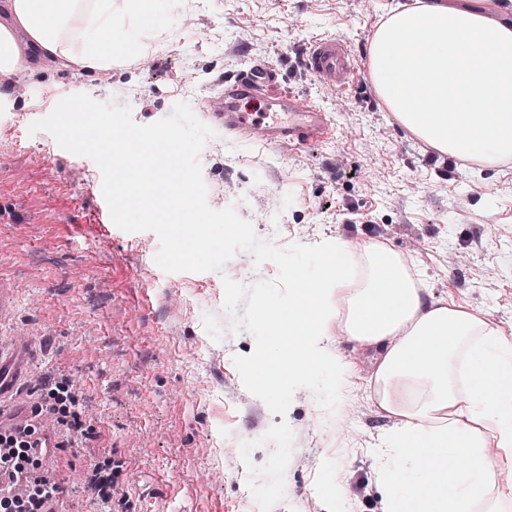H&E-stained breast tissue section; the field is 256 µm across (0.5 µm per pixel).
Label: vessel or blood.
<instances>
[{
    "instance_id": "1",
    "label": "vessel or blood",
    "mask_w": 512,
    "mask_h": 512,
    "mask_svg": "<svg viewBox=\"0 0 512 512\" xmlns=\"http://www.w3.org/2000/svg\"><path fill=\"white\" fill-rule=\"evenodd\" d=\"M300 64L316 82L339 92L362 71L345 42L332 35L313 38ZM276 79L270 66H253L237 78L222 80L217 90L203 98L200 109L211 126L274 147L302 148L325 138L330 129L327 111L298 93H273ZM253 101L262 103V111L246 110V103ZM22 349L19 343L0 342V367L13 369L9 378H0V424L13 421L21 426L27 420L26 411L16 402Z\"/></svg>"
}]
</instances>
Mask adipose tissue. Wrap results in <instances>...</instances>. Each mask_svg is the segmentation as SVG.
Listing matches in <instances>:
<instances>
[{
    "label": "adipose tissue",
    "instance_id": "ef3b65f1",
    "mask_svg": "<svg viewBox=\"0 0 512 512\" xmlns=\"http://www.w3.org/2000/svg\"><path fill=\"white\" fill-rule=\"evenodd\" d=\"M172 0H124L134 26L117 31L112 0H10L0 25V79L23 69L16 29L83 68L143 56L142 25ZM372 86L401 126L437 151L492 167L512 160V10L490 0H415L390 11L368 45ZM429 109L421 110L417 101ZM491 102L488 112L479 111ZM287 294L262 293L263 338L243 375L259 397L268 380L286 405L322 383L341 404L351 371L328 354L344 340L367 354L369 397L391 426L378 438L383 512H512V332L434 298L416 267L378 239L299 243ZM433 448L437 459L417 456ZM460 458L449 467L448 456ZM428 485L401 484L399 472Z\"/></svg>",
    "mask_w": 512,
    "mask_h": 512
}]
</instances>
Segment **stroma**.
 Returning <instances> with one entry per match:
<instances>
[{"mask_svg": "<svg viewBox=\"0 0 512 512\" xmlns=\"http://www.w3.org/2000/svg\"><path fill=\"white\" fill-rule=\"evenodd\" d=\"M408 2L180 0L142 31L148 68L126 59L85 70L24 41L25 92L0 90V282L17 300L7 335L39 347L25 359L30 401L48 404L50 377L70 396L50 461L60 512H328L314 485L329 463L346 512H383L376 443L391 424L366 397V355L345 341L327 344L352 373L335 419L319 390L296 387L284 414L254 394L242 374L254 338L234 330L221 273L164 271L155 233L99 227V167L30 134L65 96L126 105L149 124L178 102L199 111L217 78L271 63L278 89L329 112L332 131L299 149L216 132L198 157L210 206L235 207L278 249L382 239L433 297L512 327V162L439 153L397 122L369 78L332 100L299 64L324 34L366 59L386 12ZM274 194L276 213L265 206ZM284 427L288 445L275 447ZM272 478L280 494L261 495Z\"/></svg>", "mask_w": 512, "mask_h": 512, "instance_id": "35a3bbf8", "label": "stroma"}]
</instances>
